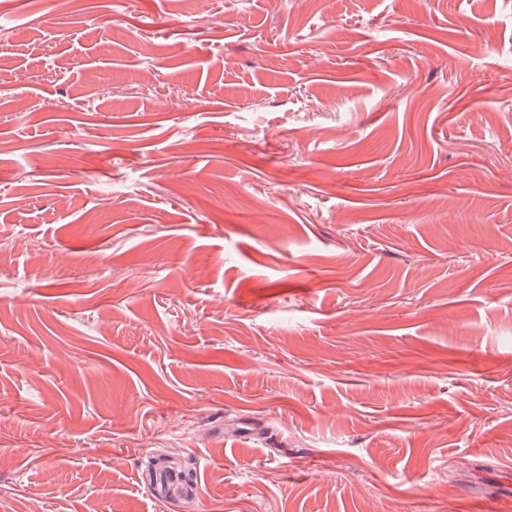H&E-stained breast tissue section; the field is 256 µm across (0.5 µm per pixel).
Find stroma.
<instances>
[{
    "instance_id": "stroma-1",
    "label": "stroma",
    "mask_w": 512,
    "mask_h": 512,
    "mask_svg": "<svg viewBox=\"0 0 512 512\" xmlns=\"http://www.w3.org/2000/svg\"><path fill=\"white\" fill-rule=\"evenodd\" d=\"M1 141L0 512H512V0H0Z\"/></svg>"
}]
</instances>
